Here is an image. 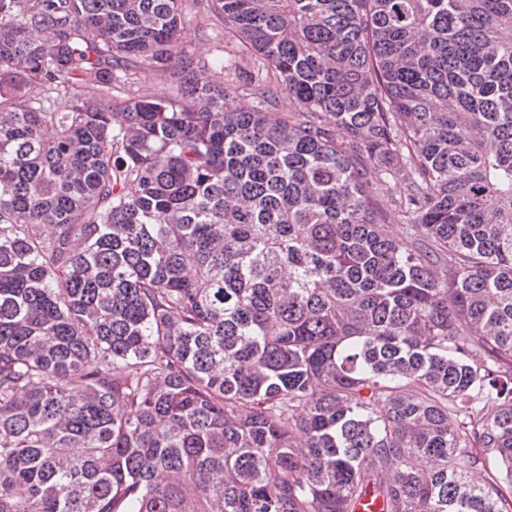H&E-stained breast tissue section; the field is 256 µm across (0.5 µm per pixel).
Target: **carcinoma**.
<instances>
[{"label": "carcinoma", "instance_id": "obj_1", "mask_svg": "<svg viewBox=\"0 0 512 512\" xmlns=\"http://www.w3.org/2000/svg\"><path fill=\"white\" fill-rule=\"evenodd\" d=\"M0 512H512V0H0ZM183 41L186 49L197 59L212 62L226 57L220 38H212L198 29V19L192 14L185 16L183 22ZM132 64L137 65V67L140 68L138 72V84L137 87H135V89H139L140 93L159 92L165 87L166 84L159 72L149 66L140 64L139 60L136 59H134V63ZM228 97L226 105L231 108H252L256 105V100L249 95L248 87L243 80L236 78L235 72H231L230 76L225 77Z\"/></svg>", "mask_w": 512, "mask_h": 512}]
</instances>
